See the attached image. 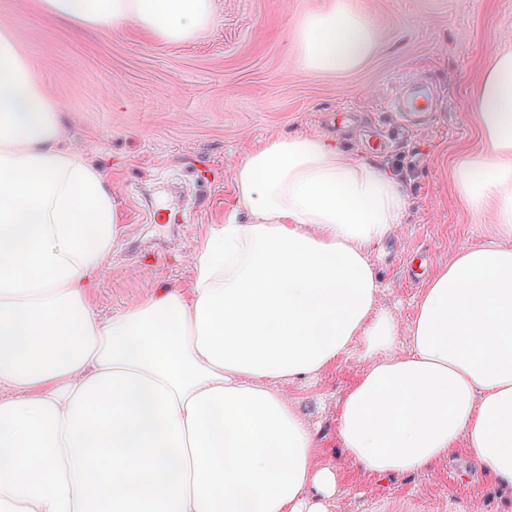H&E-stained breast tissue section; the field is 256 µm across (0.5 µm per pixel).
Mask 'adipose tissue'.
Returning a JSON list of instances; mask_svg holds the SVG:
<instances>
[{"mask_svg":"<svg viewBox=\"0 0 512 512\" xmlns=\"http://www.w3.org/2000/svg\"><path fill=\"white\" fill-rule=\"evenodd\" d=\"M42 3L168 41L220 23L210 0ZM295 36L317 74L376 48L345 0ZM21 43L0 22V512H326L336 474L289 387L353 349L364 367L337 434L355 464L404 473L461 444L512 490V49L493 53L472 100L482 150L455 162L491 237L440 266L405 328L378 309L371 261L403 222V186L308 133L244 152L190 292L154 288L101 317L90 292L119 236L114 193L64 145Z\"/></svg>","mask_w":512,"mask_h":512,"instance_id":"1","label":"adipose tissue"}]
</instances>
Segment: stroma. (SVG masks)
Listing matches in <instances>:
<instances>
[{"instance_id":"obj_1","label":"stroma","mask_w":512,"mask_h":512,"mask_svg":"<svg viewBox=\"0 0 512 512\" xmlns=\"http://www.w3.org/2000/svg\"><path fill=\"white\" fill-rule=\"evenodd\" d=\"M376 29L359 68L313 74L294 36L319 0H212L221 24L178 42L138 26L121 34L44 16L41 0H0L38 83L64 115L69 146L103 163L120 234L91 300L102 316L149 289L192 288L193 255L223 223L243 152L270 139L316 133L398 171L407 210L373 254L377 302L409 324L420 285L413 255L432 275L461 249L485 242L486 219L456 187L455 161L479 151L475 85L495 50L512 47V0H346ZM438 89L436 115L403 129L387 102L412 76ZM362 365L350 351L291 390L318 437V460L336 473L327 512H512V494L464 447L432 467L378 476L350 462L337 438L339 401Z\"/></svg>"}]
</instances>
